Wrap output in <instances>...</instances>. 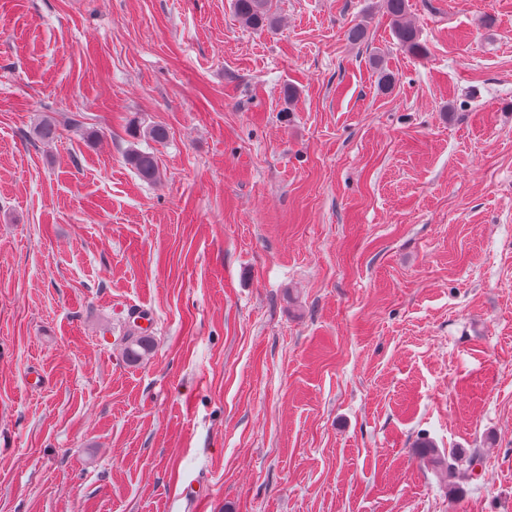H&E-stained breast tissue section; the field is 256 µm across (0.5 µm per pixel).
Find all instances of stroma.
Wrapping results in <instances>:
<instances>
[{
    "label": "stroma",
    "mask_w": 512,
    "mask_h": 512,
    "mask_svg": "<svg viewBox=\"0 0 512 512\" xmlns=\"http://www.w3.org/2000/svg\"><path fill=\"white\" fill-rule=\"evenodd\" d=\"M271 11L0 0V512H512V0ZM270 2L271 0H234L233 7L248 27L263 30L273 24ZM388 13L395 22L394 33L398 43L413 55H420L424 48L415 27L404 21L408 0H385ZM126 161L143 181L153 182L160 176L158 162L151 152L131 150L126 155ZM152 347L153 342L150 336H129L123 350L126 360L136 364L150 353ZM419 455L433 470L440 472L442 476L448 479V489L454 486L453 480L459 467V463L465 462L471 470L478 464L479 459L476 455L461 458L460 456L450 455L447 458L436 453L434 446L430 441L423 440L419 443ZM450 459V460H449Z\"/></svg>",
    "instance_id": "1"
}]
</instances>
